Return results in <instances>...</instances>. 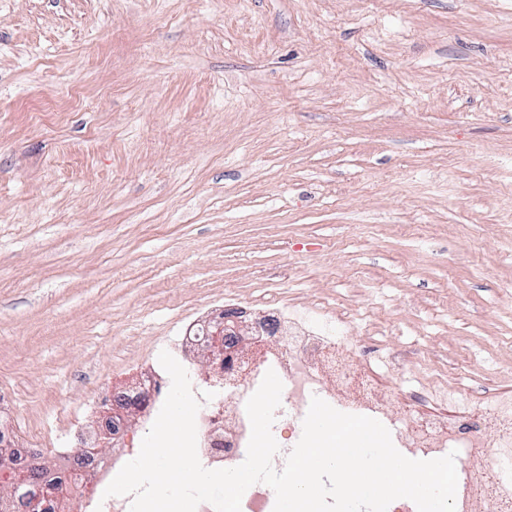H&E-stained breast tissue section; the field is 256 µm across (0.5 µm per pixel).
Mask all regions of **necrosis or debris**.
Instances as JSON below:
<instances>
[{
	"mask_svg": "<svg viewBox=\"0 0 512 512\" xmlns=\"http://www.w3.org/2000/svg\"><path fill=\"white\" fill-rule=\"evenodd\" d=\"M262 333L275 337L279 345L259 350L252 361H245L241 347L228 341L211 361L208 377H192L191 385L201 403L196 416L197 453L210 469L231 468L246 457L251 427L244 405L259 387L267 371L282 378L284 401L295 416H302L312 396L324 393L328 403L340 410L365 415L392 424L396 445L424 456L441 455L454 448L463 464L458 478L456 512H512V484L497 476L491 490H484L478 476L490 464L512 460V398L479 401L457 395L458 412L447 415L435 410L447 394L419 402H405L375 379L358 357L347 337L326 324L296 311L271 309ZM138 384L106 388L91 410L112 434L115 447L124 456L136 457L138 437L129 436L121 418L111 408L120 404L141 414L158 415L171 380L167 372L151 368L141 372ZM406 413L395 417L397 405ZM83 449L64 454L65 468L56 482L57 498H34L21 512H65L71 497L83 493L88 512H129L128 496L101 498L99 485L113 471L116 461L100 454L96 438L84 435Z\"/></svg>",
	"mask_w": 512,
	"mask_h": 512,
	"instance_id": "1",
	"label": "necrosis or debris"
}]
</instances>
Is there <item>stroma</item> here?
Returning <instances> with one entry per match:
<instances>
[{
	"mask_svg": "<svg viewBox=\"0 0 512 512\" xmlns=\"http://www.w3.org/2000/svg\"><path fill=\"white\" fill-rule=\"evenodd\" d=\"M232 303L512 393V0H0L7 433Z\"/></svg>",
	"mask_w": 512,
	"mask_h": 512,
	"instance_id": "35a3bbf8",
	"label": "stroma"
}]
</instances>
